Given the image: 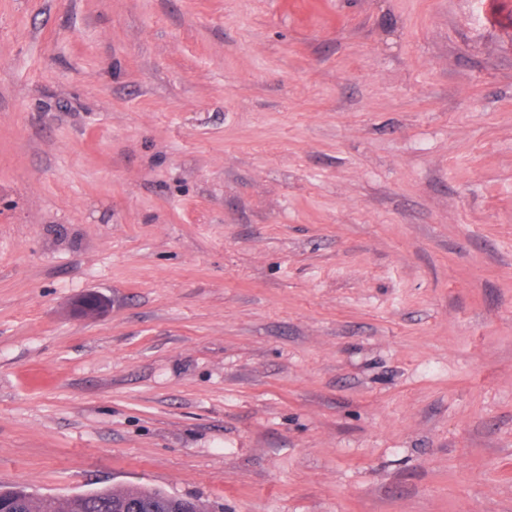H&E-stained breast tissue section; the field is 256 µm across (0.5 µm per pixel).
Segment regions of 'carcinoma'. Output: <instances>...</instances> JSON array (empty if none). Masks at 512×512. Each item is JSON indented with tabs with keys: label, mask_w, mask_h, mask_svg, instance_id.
<instances>
[{
	"label": "carcinoma",
	"mask_w": 512,
	"mask_h": 512,
	"mask_svg": "<svg viewBox=\"0 0 512 512\" xmlns=\"http://www.w3.org/2000/svg\"><path fill=\"white\" fill-rule=\"evenodd\" d=\"M177 508L161 489L101 488L63 498L28 496L19 502L17 512H177Z\"/></svg>",
	"instance_id": "1"
}]
</instances>
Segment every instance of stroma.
I'll use <instances>...</instances> for the list:
<instances>
[{
	"mask_svg": "<svg viewBox=\"0 0 512 512\" xmlns=\"http://www.w3.org/2000/svg\"><path fill=\"white\" fill-rule=\"evenodd\" d=\"M0 485L512 512V0H0Z\"/></svg>",
	"mask_w": 512,
	"mask_h": 512,
	"instance_id": "stroma-1",
	"label": "stroma"
}]
</instances>
